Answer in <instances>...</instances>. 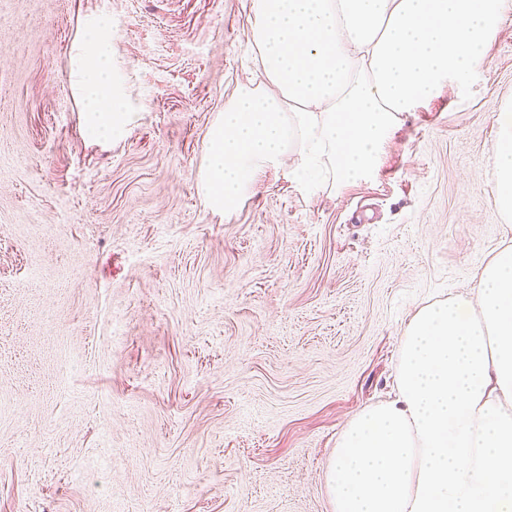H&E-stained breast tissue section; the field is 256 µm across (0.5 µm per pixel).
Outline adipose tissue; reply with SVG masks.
<instances>
[{"mask_svg": "<svg viewBox=\"0 0 512 512\" xmlns=\"http://www.w3.org/2000/svg\"><path fill=\"white\" fill-rule=\"evenodd\" d=\"M264 84L239 86L212 125L198 190L232 212L270 164L295 153L311 183L374 177L404 113L440 89L463 100L512 0H251ZM72 83L87 131L125 121L113 90L112 29L86 20ZM491 197L512 221V99L494 114ZM475 299L408 321L394 399L341 431L327 469L334 512H512V245L475 275Z\"/></svg>", "mask_w": 512, "mask_h": 512, "instance_id": "adipose-tissue-1", "label": "adipose tissue"}]
</instances>
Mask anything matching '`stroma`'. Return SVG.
Listing matches in <instances>:
<instances>
[{"label": "stroma", "mask_w": 512, "mask_h": 512, "mask_svg": "<svg viewBox=\"0 0 512 512\" xmlns=\"http://www.w3.org/2000/svg\"><path fill=\"white\" fill-rule=\"evenodd\" d=\"M129 121L84 130L83 21ZM250 0H0V512H333L327 466L393 398L404 329L512 243L490 193L512 13L470 97L405 114L375 177L197 190L260 82Z\"/></svg>", "instance_id": "35a3bbf8"}]
</instances>
